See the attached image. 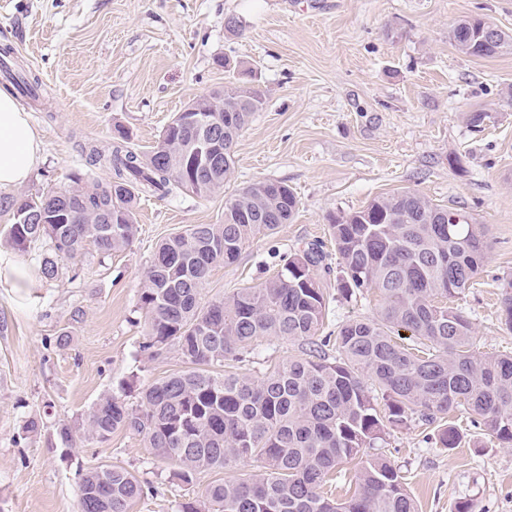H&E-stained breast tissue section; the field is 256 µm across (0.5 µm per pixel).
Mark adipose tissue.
Returning <instances> with one entry per match:
<instances>
[{
    "instance_id": "ef3b65f1",
    "label": "adipose tissue",
    "mask_w": 512,
    "mask_h": 512,
    "mask_svg": "<svg viewBox=\"0 0 512 512\" xmlns=\"http://www.w3.org/2000/svg\"><path fill=\"white\" fill-rule=\"evenodd\" d=\"M43 142L13 95L0 90V190L28 180L40 164Z\"/></svg>"
}]
</instances>
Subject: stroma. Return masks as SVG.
<instances>
[{
    "label": "stroma",
    "instance_id": "obj_1",
    "mask_svg": "<svg viewBox=\"0 0 512 512\" xmlns=\"http://www.w3.org/2000/svg\"><path fill=\"white\" fill-rule=\"evenodd\" d=\"M240 30H226L228 17ZM482 17L512 36V0H0V47L46 90L20 99L43 141L45 159L13 197L59 188L72 173L108 183L83 150L126 135L136 151L156 145L164 127L199 96L252 69L265 103L235 147L234 171L207 198L178 193L140 198L126 249L103 255L86 246L34 288L0 284V512H78V471L102 464L134 473L144 493L131 512H178L218 480L205 472L174 484L171 463L141 436L73 449L23 436L28 415L50 409L76 420L104 393L185 370L171 348L151 354L139 295L158 243L191 224H220L224 202L262 180L288 185L298 210L276 233L246 245L213 269L202 302L258 286L283 259L320 245L330 266L323 334L358 317H376L380 298L336 293L340 268L328 218L398 190L464 208L485 226L491 248L474 288L459 304L478 354L512 353L499 299L512 281V52L476 58L449 32ZM490 112L482 132L470 112ZM70 341H57L60 332ZM298 343L257 342L239 365L259 373L298 355ZM457 448L415 425L391 431L377 452L406 477L419 512H512V447L455 414Z\"/></svg>",
    "mask_w": 512,
    "mask_h": 512
}]
</instances>
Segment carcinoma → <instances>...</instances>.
<instances>
[{"instance_id": "1", "label": "carcinoma", "mask_w": 512, "mask_h": 512, "mask_svg": "<svg viewBox=\"0 0 512 512\" xmlns=\"http://www.w3.org/2000/svg\"><path fill=\"white\" fill-rule=\"evenodd\" d=\"M480 22L463 19L453 27L450 39L460 52L485 58L512 50L503 32L495 43L477 42ZM0 72L22 96H42L38 78L23 73L9 46L0 49ZM247 75L194 100L224 143L210 167L194 162L197 128L177 117L146 153L119 142L94 147L87 163L109 166L112 181L73 175L68 186L34 199H0V211L12 215L7 244L24 253L49 240L38 275L51 282L59 263L76 259L88 244L103 255L132 244L139 195L182 191L206 198L224 190L236 142L264 104ZM62 194L64 210L55 207ZM297 207L288 185L256 181L225 201L224 223L193 224L162 241L140 294L148 316L143 350L173 348L187 369L142 388L135 409L125 389L101 395L79 422H54L56 438L76 447L133 431L174 464L171 480L187 485L204 471L256 464L248 479L214 482L202 501L185 502L179 512H418L402 472L370 452L390 431L465 413L486 434L512 444V354L474 356L472 322L454 305L474 284L489 248L484 225L462 209L467 221L443 224L448 209L403 190L332 218L340 297L351 301L373 290L382 298L376 318L351 319L333 338L319 336L328 297L315 276L325 260L318 246L289 256L261 285L200 305L213 268L233 263ZM401 329L419 345L399 344L394 333ZM272 338L302 342V354L260 375L225 369L227 361H243L255 342ZM435 440L450 450L461 433L445 423ZM347 460L360 464L355 490L336 501L324 487ZM78 486L79 512H130L144 493L133 473L112 465L79 470Z\"/></svg>"}]
</instances>
